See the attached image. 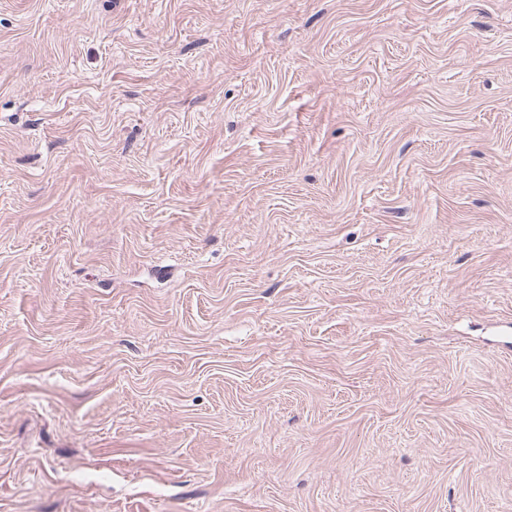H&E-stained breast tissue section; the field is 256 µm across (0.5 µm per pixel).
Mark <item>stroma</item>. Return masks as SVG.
I'll return each instance as SVG.
<instances>
[{
    "instance_id": "obj_1",
    "label": "stroma",
    "mask_w": 512,
    "mask_h": 512,
    "mask_svg": "<svg viewBox=\"0 0 512 512\" xmlns=\"http://www.w3.org/2000/svg\"><path fill=\"white\" fill-rule=\"evenodd\" d=\"M0 512H512V0H0Z\"/></svg>"
}]
</instances>
